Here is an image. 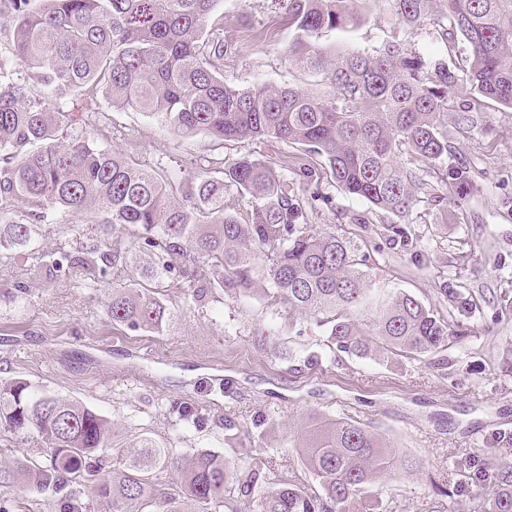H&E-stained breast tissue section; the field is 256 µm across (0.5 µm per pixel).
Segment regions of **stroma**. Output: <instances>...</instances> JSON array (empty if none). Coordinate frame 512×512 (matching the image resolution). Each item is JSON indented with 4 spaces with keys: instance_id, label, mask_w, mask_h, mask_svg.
<instances>
[{
    "instance_id": "35a3bbf8",
    "label": "stroma",
    "mask_w": 512,
    "mask_h": 512,
    "mask_svg": "<svg viewBox=\"0 0 512 512\" xmlns=\"http://www.w3.org/2000/svg\"><path fill=\"white\" fill-rule=\"evenodd\" d=\"M358 26L323 33L330 51L374 52L392 35L428 59L463 63V40L447 42L432 21L396 28L391 0H359ZM226 84L290 85L330 90L322 75L288 57L293 30L288 0H223ZM474 131L455 136L449 161L470 166L474 185L461 206L424 196L407 236L392 240L394 218L322 185L332 205L309 216L311 232L333 231L367 258L382 293H409L448 321L449 347L408 359L359 358L338 351L315 318L270 305L264 294L216 295L193 304L170 278L161 298L175 318L167 331L113 324L104 302L112 275L75 269L45 275L36 260L0 256V379L20 378L98 411L119 438L150 432L178 453L210 450L271 456L275 475L304 478L285 438L312 413L356 421L399 448L411 472L370 488L382 512H481L494 484L477 477L483 460L512 463V108L485 101ZM113 126L126 156L192 176L200 157L251 152L279 163L289 146L270 141L215 148L203 134L185 139L140 112L116 111ZM61 215L42 225L43 255L76 249L73 225ZM468 303L458 311L442 285ZM236 427L225 430V420Z\"/></svg>"
}]
</instances>
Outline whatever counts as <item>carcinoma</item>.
Returning <instances> with one entry per match:
<instances>
[{"mask_svg":"<svg viewBox=\"0 0 512 512\" xmlns=\"http://www.w3.org/2000/svg\"><path fill=\"white\" fill-rule=\"evenodd\" d=\"M221 0H0V250L33 251L34 226L56 213L90 215L83 248L41 261L47 275L81 267L122 272L151 255L143 279L107 295L108 316L131 329L172 321L158 294L174 275L195 303L214 292L262 293L308 312L358 357L423 356L448 344L445 319L398 292L368 306L372 280L336 232L307 231L309 213L331 204L297 179L324 182L374 210L410 218L429 186L464 199L470 168L448 163L450 140L470 132L482 99L512 109V0H393L401 26L434 14L448 41L469 45L471 90L458 100L448 62L426 59L393 38L368 54H328L323 30L359 22L354 0H289L288 48L297 67L324 76L330 95L261 83H224ZM144 112L185 137L217 145L275 140L296 149L279 167L241 154L202 158L175 182L128 160L113 143L109 113ZM416 161L405 167L398 154ZM248 200L241 221L225 194ZM136 231L135 247L111 240ZM0 429L40 438L46 458L0 462V487L18 484L58 497L60 512H87L81 489L109 512H372L367 490L396 474L399 451L363 425L312 414L291 447L309 488L270 481L259 455L174 453L149 433L119 441L109 419L23 379L0 381ZM159 471L176 486L153 481ZM483 512H512V464L500 469Z\"/></svg>","mask_w":512,"mask_h":512,"instance_id":"1","label":"carcinoma"}]
</instances>
